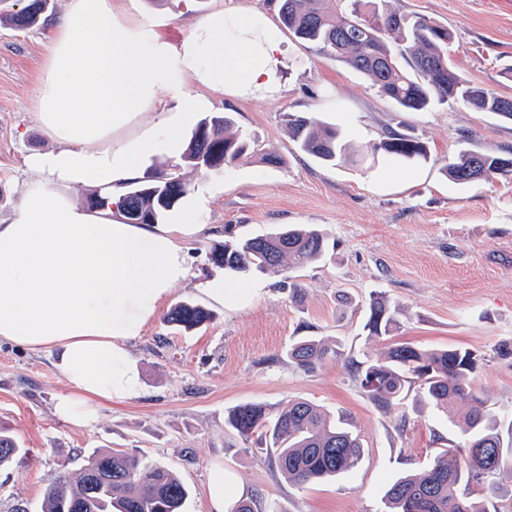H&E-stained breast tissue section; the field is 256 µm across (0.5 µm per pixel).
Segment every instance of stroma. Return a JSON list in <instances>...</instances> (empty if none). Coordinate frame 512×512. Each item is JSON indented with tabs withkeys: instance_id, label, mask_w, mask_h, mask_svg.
<instances>
[{
	"instance_id": "obj_1",
	"label": "stroma",
	"mask_w": 512,
	"mask_h": 512,
	"mask_svg": "<svg viewBox=\"0 0 512 512\" xmlns=\"http://www.w3.org/2000/svg\"><path fill=\"white\" fill-rule=\"evenodd\" d=\"M66 0L38 26L19 30L0 23V217L18 204L24 160L49 147L30 117L35 83L49 44L48 25ZM405 14H421L454 33L448 55L472 83L512 96L502 68L512 63V0H391ZM247 6L277 16L279 0H139L141 15L160 21L175 42L195 17L217 6ZM291 66L272 98L227 97L217 113H229L236 129L260 150L276 151L281 164L252 157L222 174L185 171L192 195L205 197L204 223L215 235L184 241L193 279L175 287L171 301L201 304L195 284L220 274L209 259L215 245L265 235L285 225L323 233L328 253L290 270L301 288L294 301L276 288V275L255 274L266 292L239 312L213 311L189 329L170 326L165 314L130 343L144 394L103 405L92 427L53 413L68 386L48 353L0 343V428L25 452L0 469V512L23 506L40 512L46 488L75 476L99 449L129 451L172 468L188 486L182 512H210L211 469L221 465L234 480L229 499L251 497L278 504L281 512H377L381 492L408 473L421 472L445 448L465 436L429 409L410 411L405 428L379 411L349 372L346 361L379 358L393 343L421 348L460 346L482 355L475 385L491 413L512 412V362L493 354L512 340V180L497 178L461 187L445 168L463 150L512 152V123L463 105L401 112L370 82L315 46L279 29ZM336 124L354 146L379 142L387 128L407 130L426 145L428 158L372 166H325L300 152L288 136L286 114ZM345 293L351 305L338 304ZM401 309L391 339L363 330L373 294ZM300 336L341 340L345 357L307 374L289 365L288 345ZM304 399L345 414L363 443L351 472L325 482H289L259 439L243 443L228 428V410L243 403L278 409Z\"/></svg>"
}]
</instances>
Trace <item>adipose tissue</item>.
<instances>
[{"label": "adipose tissue", "instance_id": "obj_1", "mask_svg": "<svg viewBox=\"0 0 512 512\" xmlns=\"http://www.w3.org/2000/svg\"><path fill=\"white\" fill-rule=\"evenodd\" d=\"M130 6L67 0L32 114L51 146L27 156L20 202L0 218V342L47 352L69 386L55 415L88 427L100 403L143 395L129 343L188 281L181 239L210 230L201 198L169 224L125 222L118 205L128 183L149 159L179 158L184 128L215 97L275 94L289 68L265 12L215 9L173 43ZM83 189L105 206L78 203ZM199 292L239 311L265 288L216 276Z\"/></svg>", "mask_w": 512, "mask_h": 512}]
</instances>
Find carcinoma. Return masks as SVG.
Returning <instances> with one entry per match:
<instances>
[{
  "mask_svg": "<svg viewBox=\"0 0 512 512\" xmlns=\"http://www.w3.org/2000/svg\"><path fill=\"white\" fill-rule=\"evenodd\" d=\"M390 0H280V22L293 37L317 45L326 55L366 76L377 91L402 112L422 111L435 103H461L477 112H491L512 122V97L501 96L465 80L448 62L453 34L424 16L398 14ZM51 0H29L15 13L0 16L18 29L36 26ZM286 126L296 148L325 165L350 161L355 148L338 127L304 115L288 114ZM254 152L251 141L235 130L231 116L209 115L194 125L175 167L219 171ZM398 162L428 157L426 146L413 135L396 130L371 147ZM505 156L464 150L446 167L457 185L490 178L512 179ZM190 193L182 177L162 174L138 181L121 203L125 217L147 224L161 223ZM323 235L315 228L285 227L267 235L214 247L209 259L230 273H280L300 268L325 252ZM210 313L189 302L176 304L167 315L173 326L190 329ZM399 311L381 294L370 298L363 329L370 337H391L399 329ZM288 363L315 372L326 360L344 357L338 340L303 336L286 350ZM480 355L468 349H423L395 345L383 357L347 362L367 398L385 414L401 408L412 385L419 401L461 422L466 443L446 448L419 474L390 485L377 512H490L470 500L467 490L488 483L500 490L497 478L512 479V417H495L474 388ZM225 424L248 443L259 435L276 451L275 464L290 482L304 484L336 478L355 469L363 456L358 435L343 418L306 400H291L274 411L260 403L229 410ZM18 440L0 430V468L22 454ZM189 490L176 473L134 454L110 449L91 454L77 479H63L44 493L42 512H181Z\"/></svg>",
  "mask_w": 512,
  "mask_h": 512,
  "instance_id": "cac0c4a2",
  "label": "carcinoma"
}]
</instances>
